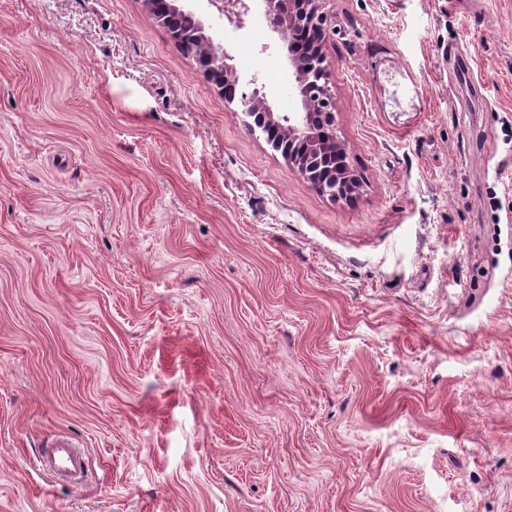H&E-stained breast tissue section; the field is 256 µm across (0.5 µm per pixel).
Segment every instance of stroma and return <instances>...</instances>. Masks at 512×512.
I'll return each mask as SVG.
<instances>
[{
    "label": "stroma",
    "instance_id": "obj_1",
    "mask_svg": "<svg viewBox=\"0 0 512 512\" xmlns=\"http://www.w3.org/2000/svg\"><path fill=\"white\" fill-rule=\"evenodd\" d=\"M325 10L340 201L142 0H0V512H512V0ZM39 462L42 468L55 474H67L69 482L74 486L81 485L87 476L81 453L64 444L49 448L46 456Z\"/></svg>",
    "mask_w": 512,
    "mask_h": 512
}]
</instances>
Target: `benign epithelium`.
I'll use <instances>...</instances> for the list:
<instances>
[{"instance_id": "benign-epithelium-1", "label": "benign epithelium", "mask_w": 512, "mask_h": 512, "mask_svg": "<svg viewBox=\"0 0 512 512\" xmlns=\"http://www.w3.org/2000/svg\"><path fill=\"white\" fill-rule=\"evenodd\" d=\"M187 0H143L147 11L167 24L181 23L173 31L177 44L192 47V56L210 81L224 91L226 84L240 83L224 46L207 33L204 21L186 5ZM209 5L236 29L248 26L259 10L270 32L285 52L294 80L301 111H276L251 80L240 99L242 112L251 123L270 129L268 142L289 164L295 166L305 182H310L301 158L312 162L324 156L341 157L339 174L347 189L356 188L357 175L349 160L346 144L337 133L336 103L326 70V44L336 32L324 11L325 0H208Z\"/></svg>"}]
</instances>
